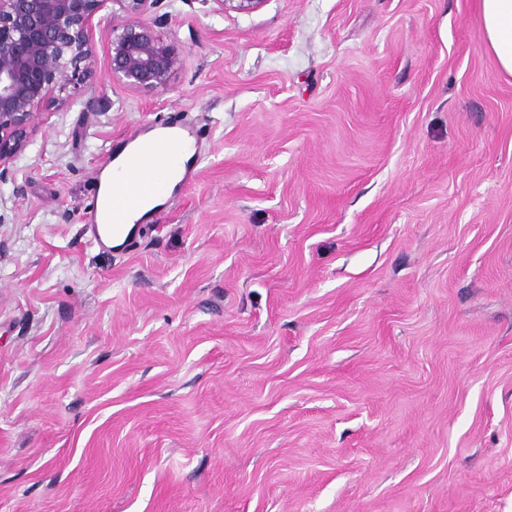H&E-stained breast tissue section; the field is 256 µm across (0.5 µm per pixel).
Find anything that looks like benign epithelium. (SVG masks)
I'll return each instance as SVG.
<instances>
[{"instance_id":"benign-epithelium-1","label":"benign epithelium","mask_w":512,"mask_h":512,"mask_svg":"<svg viewBox=\"0 0 512 512\" xmlns=\"http://www.w3.org/2000/svg\"><path fill=\"white\" fill-rule=\"evenodd\" d=\"M149 0H0V173L26 150L40 109L77 102L70 85L97 64L93 19L111 11L100 31L112 77L149 93L166 87L177 48L139 21Z\"/></svg>"}]
</instances>
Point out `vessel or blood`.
I'll return each instance as SVG.
<instances>
[{"label":"vessel or blood","instance_id":"1","mask_svg":"<svg viewBox=\"0 0 512 512\" xmlns=\"http://www.w3.org/2000/svg\"><path fill=\"white\" fill-rule=\"evenodd\" d=\"M153 132L152 138L134 141L121 162L114 189L95 188L94 221L85 227L92 244L103 248L120 237L125 245H132L138 232L129 228V217L146 202L166 201L174 192L173 176H180L185 182L194 180L196 171L186 154L198 149L199 131L172 116L154 126Z\"/></svg>","mask_w":512,"mask_h":512}]
</instances>
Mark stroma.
Returning a JSON list of instances; mask_svg holds the SVG:
<instances>
[{
	"label": "stroma",
	"instance_id": "1",
	"mask_svg": "<svg viewBox=\"0 0 512 512\" xmlns=\"http://www.w3.org/2000/svg\"><path fill=\"white\" fill-rule=\"evenodd\" d=\"M0 180V512H512V77L479 0H150ZM203 159L129 248L102 157ZM150 129L154 132L152 138L138 141L139 136H136L112 154L109 165L118 159L123 150L133 144L129 153L125 155L126 151L124 152L122 162L121 158L116 161L117 164L121 162L122 174L115 178L114 191L112 187L107 191L102 189V186L109 188L112 185V168L105 170L104 173L102 170L97 178L91 203L94 223L85 224V234L88 235L90 242L98 247H108L107 243H111L112 239L117 237L124 238L125 246L132 245L142 225L134 224V221L158 204L153 201L163 203L173 194L174 185L178 181L181 184L183 181L195 179L197 171L191 164L198 153L201 139L199 131L185 126L174 116ZM188 149L194 153L186 159ZM176 173H181V178L175 176L172 187V177ZM147 201L152 202H148L143 208ZM142 208L143 210L129 222L137 225L136 228L128 230L129 217Z\"/></svg>",
	"mask_w": 512,
	"mask_h": 512
}]
</instances>
